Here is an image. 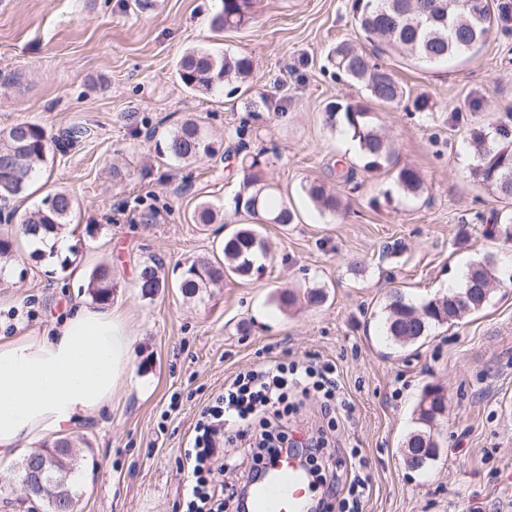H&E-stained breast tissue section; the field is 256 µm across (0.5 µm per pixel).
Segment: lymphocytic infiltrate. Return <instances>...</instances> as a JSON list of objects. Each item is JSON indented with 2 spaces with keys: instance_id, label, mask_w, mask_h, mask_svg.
Listing matches in <instances>:
<instances>
[{
  "instance_id": "obj_1",
  "label": "lymphocytic infiltrate",
  "mask_w": 512,
  "mask_h": 512,
  "mask_svg": "<svg viewBox=\"0 0 512 512\" xmlns=\"http://www.w3.org/2000/svg\"><path fill=\"white\" fill-rule=\"evenodd\" d=\"M311 397L319 400L327 415L343 406L335 365H259L225 381L200 411L183 450L188 479L182 490L181 512H224L225 501L234 499L237 489L224 482L223 475L243 463L256 468L280 450L296 447L306 461L319 459L328 444L325 435L302 442L293 439L288 430L289 417ZM364 467L363 459L355 458L346 476L317 473L324 495L318 503L320 512H329L334 500L340 512H362L369 485Z\"/></svg>"
}]
</instances>
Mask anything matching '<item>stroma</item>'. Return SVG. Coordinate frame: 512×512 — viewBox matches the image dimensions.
Instances as JSON below:
<instances>
[{
  "instance_id": "35a3bbf8",
  "label": "stroma",
  "mask_w": 512,
  "mask_h": 512,
  "mask_svg": "<svg viewBox=\"0 0 512 512\" xmlns=\"http://www.w3.org/2000/svg\"><path fill=\"white\" fill-rule=\"evenodd\" d=\"M221 8L222 0L144 8L137 0H0V131L23 121L53 137L74 124L91 131L51 150L16 203L18 212L33 210L59 188L77 198L74 265L63 271L56 259L35 257L15 226L0 222L16 255L0 267V336L43 333L91 304L86 285L100 265L111 266V303L136 335L130 380L69 435L80 464L77 512H176L187 478L181 451L208 397L244 368L313 359L335 363L353 411L331 422L307 402L296 433L328 428L339 464L361 451L370 476L364 512H512V241L478 220L498 203L475 180L463 143L471 129L512 113V30L444 69L388 57L433 109H377L395 158L368 172L325 112L331 101L365 96L328 59L336 44L361 41L351 0H256L246 28L219 34L211 21ZM192 48L249 56L253 75L187 90L176 63ZM261 96L267 107L248 111ZM188 118L217 142V157L186 164L156 152V141ZM243 146L263 153L265 179L298 219L264 225L270 251L260 273L187 296L183 270L224 241ZM404 165L422 172L424 192L383 203ZM310 180L338 194L343 209L314 207L302 191ZM373 198L381 207L370 206ZM203 201L218 223H193ZM147 210L154 223H142ZM488 255L505 284L481 311L413 344L384 336L391 291L421 303ZM146 265L165 282L152 297L136 286ZM315 288L323 302L307 300ZM288 289L299 297L292 307L279 300ZM430 388L446 406L433 428L439 453L413 470L403 448Z\"/></svg>"
}]
</instances>
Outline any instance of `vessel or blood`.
<instances>
[{"label": "vessel or blood", "instance_id": "1", "mask_svg": "<svg viewBox=\"0 0 512 512\" xmlns=\"http://www.w3.org/2000/svg\"><path fill=\"white\" fill-rule=\"evenodd\" d=\"M313 497V480L302 459L281 451L261 465L250 495V512H307Z\"/></svg>", "mask_w": 512, "mask_h": 512}]
</instances>
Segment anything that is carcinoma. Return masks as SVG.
Returning a JSON list of instances; mask_svg holds the SVG:
<instances>
[{
  "instance_id": "carcinoma-1",
  "label": "carcinoma",
  "mask_w": 512,
  "mask_h": 512,
  "mask_svg": "<svg viewBox=\"0 0 512 512\" xmlns=\"http://www.w3.org/2000/svg\"><path fill=\"white\" fill-rule=\"evenodd\" d=\"M473 0H352L351 10L359 33L370 51L340 43L333 49L330 62L341 76L361 86L367 99L387 108L412 104L415 112L433 108L425 95L413 97L410 90L397 80L389 66L377 58L395 54L410 63L438 66L454 57L465 56L484 45L497 30L512 27V0H484V6H471ZM254 0H222V9L213 20L217 32L235 31L252 19ZM253 71L248 56L224 54L216 58L206 50L185 52L177 63L180 82L191 91H209L227 79L244 81ZM328 119L340 132L359 145L365 160L363 168L372 171L389 162L393 147L376 124L371 107L361 101H336L327 108ZM89 135V129L72 126L55 137H48L37 124L20 122L0 133V206L18 217L19 232L28 236L41 231L56 234L70 223L76 201L65 190L47 195L40 206L18 214L13 207L26 194L29 185L46 162L50 146H72ZM469 145L478 165L496 169L492 177L480 181L503 203L481 221L499 227L504 240H512V113L494 123L490 130L479 129L470 134ZM158 152L178 162H197L219 152V147L195 120L188 119L156 143ZM244 179L234 197V214H246L250 222L224 237V263L207 258L194 261L183 274L179 288L193 294L199 288L215 284L224 275L246 277L262 269L258 257L266 255L263 236L253 227L252 220L261 224H292L296 212L271 193L272 185L261 176V154H246L241 158ZM395 183L405 195L417 197L423 179L419 171L405 165L395 173ZM308 199L321 211L336 213L341 201L324 185L310 182L302 187ZM499 282L496 261L487 256L469 268L461 291L438 296L420 304L406 300L396 291L384 307V327L393 341L407 345L424 336L433 325L444 321L437 316L439 308L448 309V322L484 308L483 289ZM136 287L141 295L151 296L161 288L156 269L146 265L140 271ZM112 269L96 267L89 275L87 291L91 298L104 304L112 297ZM444 410L443 401L422 405L417 414L420 427L414 434L421 436L417 443L434 444L432 428ZM69 440L56 439L51 445L26 455L22 472L32 459L47 461L45 483L57 489L55 494L36 496L41 512H75L79 492L75 484L78 459L65 455L63 448Z\"/></svg>"
}]
</instances>
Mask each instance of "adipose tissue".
<instances>
[{"label": "adipose tissue", "mask_w": 512, "mask_h": 512, "mask_svg": "<svg viewBox=\"0 0 512 512\" xmlns=\"http://www.w3.org/2000/svg\"><path fill=\"white\" fill-rule=\"evenodd\" d=\"M134 341L120 313L88 306L44 334L0 338V459L111 406Z\"/></svg>", "instance_id": "1"}]
</instances>
